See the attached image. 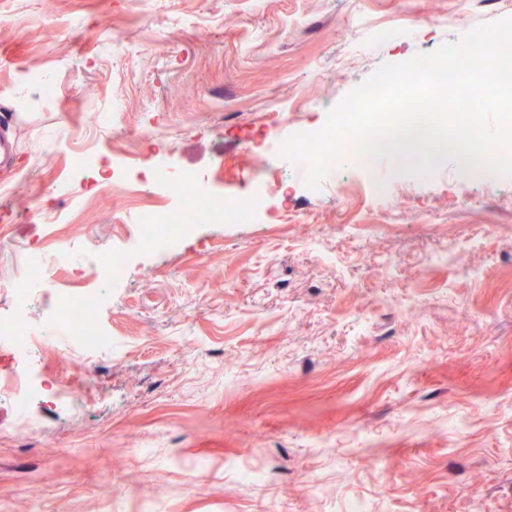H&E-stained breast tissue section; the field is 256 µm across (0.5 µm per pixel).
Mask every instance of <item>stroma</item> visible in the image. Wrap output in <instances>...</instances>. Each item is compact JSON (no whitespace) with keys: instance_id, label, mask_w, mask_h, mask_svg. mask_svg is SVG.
I'll return each instance as SVG.
<instances>
[{"instance_id":"35a3bbf8","label":"stroma","mask_w":512,"mask_h":512,"mask_svg":"<svg viewBox=\"0 0 512 512\" xmlns=\"http://www.w3.org/2000/svg\"><path fill=\"white\" fill-rule=\"evenodd\" d=\"M417 15L439 22L391 37ZM506 17L512 0H0V279L25 248L127 232L124 199L68 172L100 111L99 150L148 132L231 192L255 147L381 64ZM298 169L268 171L271 223L137 253L94 396L32 401L16 438L0 391L8 512H512V176L392 169L377 199L368 165L319 195Z\"/></svg>"}]
</instances>
